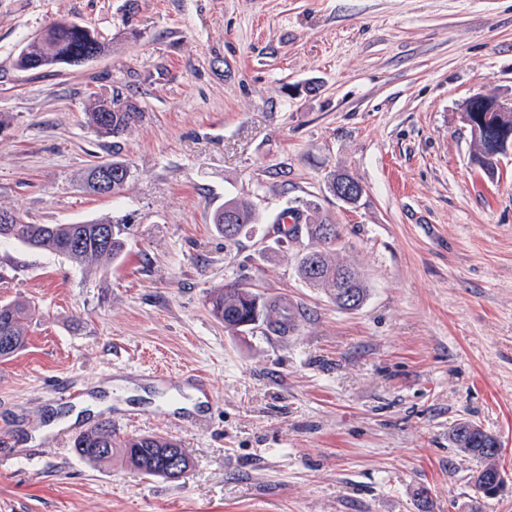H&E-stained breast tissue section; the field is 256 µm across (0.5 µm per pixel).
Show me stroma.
Instances as JSON below:
<instances>
[{"mask_svg":"<svg viewBox=\"0 0 512 512\" xmlns=\"http://www.w3.org/2000/svg\"><path fill=\"white\" fill-rule=\"evenodd\" d=\"M58 18L111 52L16 69ZM116 91L144 116L97 136L88 95ZM477 93L512 97V0H0V209L132 228L88 267L0 247V303L34 309L0 360V512H512V482L484 497L452 439L478 425L512 473V156L472 164ZM115 153L131 179L90 195L83 172ZM344 170L353 208L329 188ZM231 197L259 224L228 244L212 216ZM309 205L366 282L357 309L298 277L306 235L261 244ZM234 281L298 305L296 329L225 330L207 297ZM188 370L209 385L192 412ZM101 422L178 441L191 470L79 457Z\"/></svg>","mask_w":512,"mask_h":512,"instance_id":"1","label":"stroma"}]
</instances>
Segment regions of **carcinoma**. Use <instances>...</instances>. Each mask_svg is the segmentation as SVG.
<instances>
[{"mask_svg":"<svg viewBox=\"0 0 512 512\" xmlns=\"http://www.w3.org/2000/svg\"><path fill=\"white\" fill-rule=\"evenodd\" d=\"M112 45L100 40L97 33H89L73 21H53L46 33L27 41L18 51L15 67L20 71H33L51 66H78L94 60L110 51ZM118 98L95 95L89 100L86 116L88 126L100 136L119 138L143 117V111L127 106L120 110ZM475 151L472 159L479 169L488 175L495 173L493 153L495 144L483 133L473 139ZM112 169V195H118L125 187L132 171L129 163L114 157L90 165L85 183L90 193L100 194L95 185L94 173L100 167ZM11 221H0V244L18 243L28 248L46 250L69 259L77 265H89L103 259L117 260L127 249L129 227L110 219H95L84 224H33L15 210H4ZM295 224L305 226L310 248L297 261L299 278L310 288H318L328 294L341 308L354 309L366 298L367 288L358 272L336 262V244L341 235L337 225L327 224L316 209L292 210ZM258 223L255 207L247 200L230 198L212 216V224L226 241H234L242 233L252 230ZM259 302L260 321L265 331L276 336L288 332V305L271 301L261 293H255L242 284L233 282L214 289L208 299L212 316L224 323L229 330L249 311V305ZM32 316V308L23 301H11L0 305V336L8 338L9 346L0 347V359L6 360L26 345V329ZM457 447L464 453L484 460L482 469L472 476L474 484L484 489L493 475L500 473L497 463L501 448L497 439L479 427L462 422L455 429ZM76 454L84 459L102 462L112 458L118 448L126 461L146 476L172 478L167 473V457L163 448L181 450L184 462L191 461L186 451L174 440L153 436H139L119 440L112 435V427L100 423L83 432L73 442Z\"/></svg>","mask_w":512,"mask_h":512,"instance_id":"1","label":"carcinoma"}]
</instances>
